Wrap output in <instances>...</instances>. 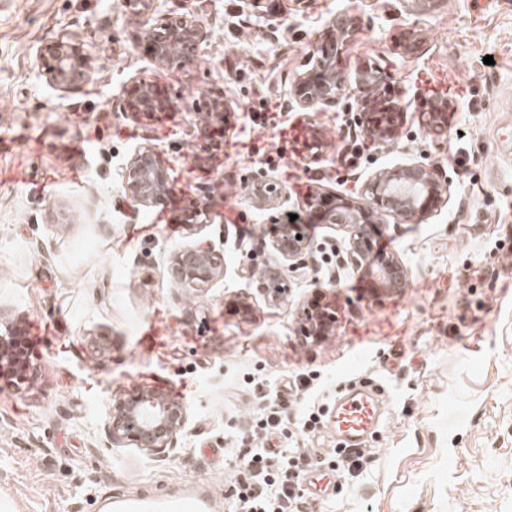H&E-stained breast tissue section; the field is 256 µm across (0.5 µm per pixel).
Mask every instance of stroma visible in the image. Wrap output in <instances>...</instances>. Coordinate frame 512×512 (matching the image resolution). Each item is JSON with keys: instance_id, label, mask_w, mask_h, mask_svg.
Masks as SVG:
<instances>
[{"instance_id": "obj_1", "label": "stroma", "mask_w": 512, "mask_h": 512, "mask_svg": "<svg viewBox=\"0 0 512 512\" xmlns=\"http://www.w3.org/2000/svg\"><path fill=\"white\" fill-rule=\"evenodd\" d=\"M195 10L208 32L198 59L156 67L147 22ZM341 13L358 22L339 45L344 66L384 72L404 111L391 141L365 136L352 92L305 110L293 97ZM66 30L90 78L61 92L35 52ZM136 77L165 85L173 111L123 112ZM262 97L282 103L287 132L244 129ZM216 98L232 110L213 158L197 131ZM439 100L448 130L437 136L421 114ZM310 128L314 160L296 151ZM360 134L368 153L347 164ZM147 142L206 222L125 196L121 170ZM412 163L448 189L424 220L385 221L380 244L408 270L402 293L372 295L368 271L329 262L343 240L315 224L307 277L289 280L284 304L263 298L277 218L318 189L360 200L376 173ZM265 180L282 195L259 196ZM193 245L223 259L197 290L172 272ZM317 292L336 324L311 343L298 312ZM240 299L248 316L233 310ZM32 323L45 336L33 376L0 375V512H97L107 495L190 479L228 494L246 444L333 454L325 422L303 429L300 414L354 384L376 389L384 425L358 467L306 474L311 512H512V0H157L145 16L123 0H0V337ZM152 330L157 345L142 347ZM143 385L183 397L190 423L175 455L109 441L113 398ZM271 393L286 408L273 429Z\"/></svg>"}]
</instances>
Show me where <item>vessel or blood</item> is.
<instances>
[{
    "instance_id": "vessel-or-blood-1",
    "label": "vessel or blood",
    "mask_w": 512,
    "mask_h": 512,
    "mask_svg": "<svg viewBox=\"0 0 512 512\" xmlns=\"http://www.w3.org/2000/svg\"><path fill=\"white\" fill-rule=\"evenodd\" d=\"M384 411L377 391L354 388L337 398L329 427L339 445L359 447L381 425ZM102 512H216L208 485L187 482L161 495L112 496L101 503Z\"/></svg>"
}]
</instances>
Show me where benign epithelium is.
<instances>
[{
  "label": "benign epithelium",
  "mask_w": 512,
  "mask_h": 512,
  "mask_svg": "<svg viewBox=\"0 0 512 512\" xmlns=\"http://www.w3.org/2000/svg\"><path fill=\"white\" fill-rule=\"evenodd\" d=\"M204 23L196 14L173 17L155 23L144 31L152 61L160 67L194 60L206 41ZM318 65L314 72L301 78L295 85L297 104L308 109L336 102V97L354 83L362 92L381 84L380 72H362L356 78L345 73L336 52L322 44L316 48ZM38 67L51 85L67 92L86 81L88 69L83 43L77 34L65 31L41 48L36 54ZM363 126L383 140L394 137L401 123L400 104L385 105L374 111L373 97L357 99ZM229 106L222 100L213 102L210 120L201 129L202 138L212 137L224 128V112ZM124 110L136 118L150 119L157 112L173 110V101L159 83L140 79L126 91ZM425 127L441 134L448 128L447 104L438 103L430 112L422 113ZM126 196L139 204L154 201L169 188L164 162L154 147L139 146L122 176ZM443 194L440 181L432 170L423 165H410L382 171L367 186L363 202H354L342 196L319 193L307 200L308 222L327 224L341 232L345 243L343 262L359 271L371 266L373 293L390 294L407 285L408 272L398 258L378 248L382 216L408 222L422 219L436 206ZM274 249L288 261L287 267L273 262L265 264L261 290L271 304H281L288 298V274L303 267L306 235L298 224L285 220L276 224ZM221 258L210 249L186 248L180 251L173 267L175 279L186 288H201L220 272ZM334 314L315 300L300 311L299 331L305 340L320 342L333 332ZM189 422L187 408L180 402L157 391H140L130 397L113 399L105 423L111 444L130 442L151 454H169L178 449L179 439Z\"/></svg>",
  "instance_id": "benign-epithelium-1"
}]
</instances>
